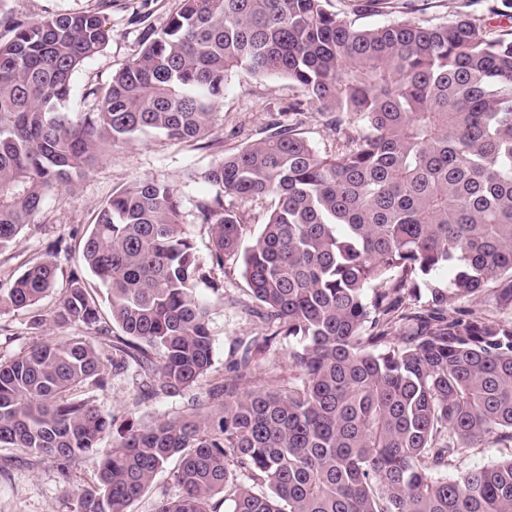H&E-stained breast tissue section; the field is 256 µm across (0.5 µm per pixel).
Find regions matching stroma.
<instances>
[{"mask_svg":"<svg viewBox=\"0 0 512 512\" xmlns=\"http://www.w3.org/2000/svg\"><path fill=\"white\" fill-rule=\"evenodd\" d=\"M178 6L179 0H112L111 6L105 8L100 7L99 0H0V11L22 21L100 9L112 30V39L75 74L70 102L74 112L89 106L83 98L85 88L108 84L113 73L140 52L147 33L160 29ZM300 97V89L288 80L239 71L224 92L219 107L221 119L209 140L176 142L153 134L142 135L114 148L110 157L92 163L86 176L74 187L51 192L36 224L20 235L17 245L0 255V278L6 280L22 273L31 260L43 256L48 243L61 240L62 247L54 258L56 287L39 304V312L47 323L33 330L27 312L0 313V360L72 335V328L58 326L50 317L71 270L81 265L83 236L114 188L144 178L173 184L181 196L183 221L190 230L196 253L201 262H208L210 232L207 226L195 221L196 203L214 192L213 186L202 178L204 171L224 156L259 140L275 118L296 123L318 151L334 150L336 142L322 115L312 110L292 111V104ZM217 285L223 286V294L214 293ZM195 293L209 307L213 339L210 376L219 380L228 374L227 365L236 342L260 338L262 332L259 323L246 312L252 299L240 259L227 260L223 270L214 271L211 279L196 284ZM138 383L135 369H128L112 377L108 390L98 393L97 402L119 421L130 413L146 423L172 418L183 411L188 397L178 396L148 402L137 412H130L128 401ZM0 512H70V502L55 466L45 462L34 469H13L9 479L0 480Z\"/></svg>","mask_w":512,"mask_h":512,"instance_id":"obj_1","label":"stroma"}]
</instances>
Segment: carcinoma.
<instances>
[{"instance_id": "obj_1", "label": "carcinoma", "mask_w": 512, "mask_h": 512, "mask_svg": "<svg viewBox=\"0 0 512 512\" xmlns=\"http://www.w3.org/2000/svg\"><path fill=\"white\" fill-rule=\"evenodd\" d=\"M11 32L0 41V252L105 151L147 133L207 139L240 70L302 89L294 111L329 116L336 148L321 153L274 121L208 169L216 193L197 219L209 267L174 185L113 191L82 247L112 321L73 271L53 321L96 336L0 361V447L19 451L0 457L1 479L50 460L71 512H131L172 462L178 493L152 512H512V456L448 475L468 448L512 447V316L465 307L487 292L512 311V26L488 37L460 14L357 27L328 0H180L108 86L85 88L84 112L69 111L72 78L112 39L101 13ZM226 196L274 198L242 253ZM59 248L0 288V312L44 324L36 307ZM237 256L262 341L234 346L211 406L193 398L100 447L115 417L88 390H107L108 376L136 369V406L207 377L209 309L194 286ZM283 341L288 373L252 388L258 354ZM90 460L93 481L73 484Z\"/></svg>"}]
</instances>
